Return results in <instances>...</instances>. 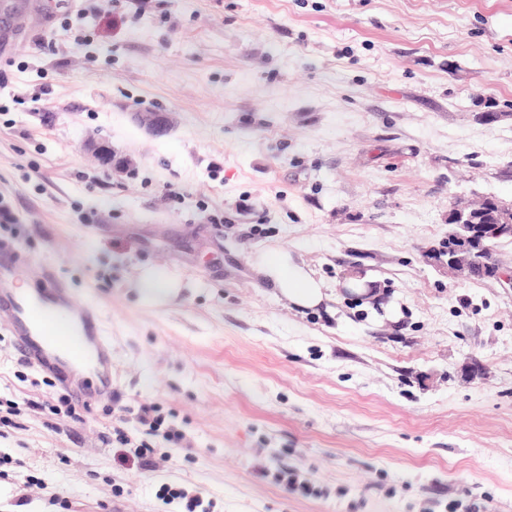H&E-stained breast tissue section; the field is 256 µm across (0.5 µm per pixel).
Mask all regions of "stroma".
<instances>
[{
    "instance_id": "35a3bbf8",
    "label": "stroma",
    "mask_w": 512,
    "mask_h": 512,
    "mask_svg": "<svg viewBox=\"0 0 512 512\" xmlns=\"http://www.w3.org/2000/svg\"><path fill=\"white\" fill-rule=\"evenodd\" d=\"M35 2L0 28V243L100 312L115 396L54 414L0 326V512H512V286L447 268L456 205L512 207V0ZM144 403L184 436L154 472L116 442ZM260 271L291 304L305 309L319 307L326 294L323 283L285 251H269L258 258ZM138 288L148 299L167 301L177 295L180 281L171 275H161L154 268H145L140 273Z\"/></svg>"
}]
</instances>
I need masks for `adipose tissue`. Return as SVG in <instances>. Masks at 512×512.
Wrapping results in <instances>:
<instances>
[{
	"label": "adipose tissue",
	"instance_id": "adipose-tissue-1",
	"mask_svg": "<svg viewBox=\"0 0 512 512\" xmlns=\"http://www.w3.org/2000/svg\"><path fill=\"white\" fill-rule=\"evenodd\" d=\"M258 267L291 304L314 309L323 303L325 293L322 282L287 252L270 251L259 256Z\"/></svg>",
	"mask_w": 512,
	"mask_h": 512
}]
</instances>
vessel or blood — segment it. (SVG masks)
<instances>
[{
    "instance_id": "1",
    "label": "vessel or blood",
    "mask_w": 512,
    "mask_h": 512,
    "mask_svg": "<svg viewBox=\"0 0 512 512\" xmlns=\"http://www.w3.org/2000/svg\"><path fill=\"white\" fill-rule=\"evenodd\" d=\"M0 324L28 363L93 397L112 384V342L98 311L51 267L0 248Z\"/></svg>"
}]
</instances>
